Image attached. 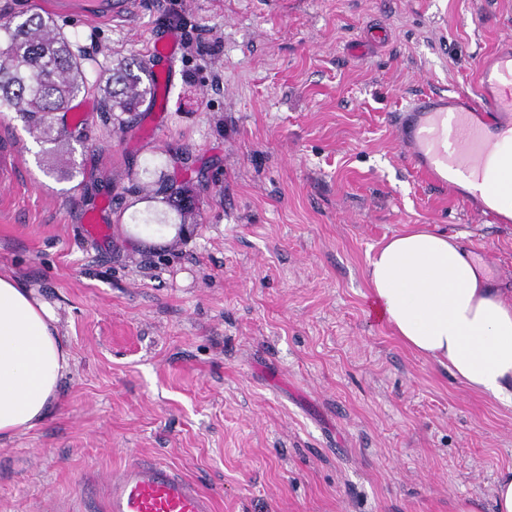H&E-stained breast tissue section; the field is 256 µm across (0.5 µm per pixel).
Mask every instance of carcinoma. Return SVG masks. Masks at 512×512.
Here are the masks:
<instances>
[{
    "label": "carcinoma",
    "mask_w": 512,
    "mask_h": 512,
    "mask_svg": "<svg viewBox=\"0 0 512 512\" xmlns=\"http://www.w3.org/2000/svg\"><path fill=\"white\" fill-rule=\"evenodd\" d=\"M157 78L141 62L120 65L105 81V112H133L155 97ZM86 88L81 57L50 17L0 22V109L27 119L36 137L55 143L51 115L70 111Z\"/></svg>",
    "instance_id": "obj_1"
}]
</instances>
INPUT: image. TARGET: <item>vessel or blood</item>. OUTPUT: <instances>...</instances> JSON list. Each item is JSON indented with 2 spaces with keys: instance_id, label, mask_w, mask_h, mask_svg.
Wrapping results in <instances>:
<instances>
[{
  "instance_id": "b4317fda",
  "label": "vessel or blood",
  "mask_w": 512,
  "mask_h": 512,
  "mask_svg": "<svg viewBox=\"0 0 512 512\" xmlns=\"http://www.w3.org/2000/svg\"><path fill=\"white\" fill-rule=\"evenodd\" d=\"M179 35L169 30L149 57L159 74L175 66ZM479 80L466 92L424 94L395 116L397 140L412 169L465 198L472 212L497 224L512 222L490 181L492 159L512 154V41L485 57ZM106 512H216L213 496L170 465L139 458L117 470Z\"/></svg>"
}]
</instances>
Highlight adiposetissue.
Instances as JSON below:
<instances>
[{"label": "adipose tissue", "instance_id": "1", "mask_svg": "<svg viewBox=\"0 0 512 512\" xmlns=\"http://www.w3.org/2000/svg\"><path fill=\"white\" fill-rule=\"evenodd\" d=\"M376 312L409 348L472 391L512 402V304L454 237L410 228L370 258ZM54 308L0 275V437L32 428L69 365Z\"/></svg>", "mask_w": 512, "mask_h": 512}]
</instances>
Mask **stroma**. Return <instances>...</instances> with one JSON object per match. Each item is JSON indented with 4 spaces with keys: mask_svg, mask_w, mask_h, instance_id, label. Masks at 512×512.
Masks as SVG:
<instances>
[{
    "mask_svg": "<svg viewBox=\"0 0 512 512\" xmlns=\"http://www.w3.org/2000/svg\"><path fill=\"white\" fill-rule=\"evenodd\" d=\"M129 2L54 16L92 103L80 129L55 123L75 178L0 111L17 149L0 272L54 307L71 357L45 419L0 439V512H76L141 455L216 512H494L512 405L373 320L365 270L419 224L480 250L512 301V223L426 183L391 122L417 93L470 90L512 40V0ZM171 24L181 52L156 100L101 111L106 73ZM166 179L188 213L147 193ZM92 214L109 235L86 237Z\"/></svg>",
    "mask_w": 512,
    "mask_h": 512,
    "instance_id": "obj_1",
    "label": "stroma"
}]
</instances>
